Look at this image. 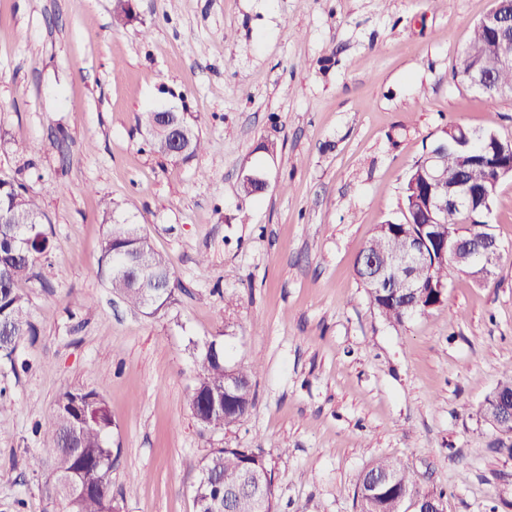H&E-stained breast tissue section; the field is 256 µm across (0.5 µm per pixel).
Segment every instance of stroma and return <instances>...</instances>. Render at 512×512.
Instances as JSON below:
<instances>
[{"instance_id":"stroma-1","label":"stroma","mask_w":512,"mask_h":512,"mask_svg":"<svg viewBox=\"0 0 512 512\" xmlns=\"http://www.w3.org/2000/svg\"><path fill=\"white\" fill-rule=\"evenodd\" d=\"M115 6L0 0V180L25 184L49 237L23 286L39 334L0 357V512H61L57 461L28 462L74 388L112 413L120 512H196L201 461L224 446L262 452L278 512H358L379 457L443 493V512H512V437L481 413L512 365V178L492 205L497 268L454 277L442 306L390 326L354 271L443 128L512 138V100L454 75L492 0H132L120 29ZM161 106L195 120L196 157L152 146ZM250 168L270 182L255 199L239 192ZM107 202L180 283L156 315L110 288ZM212 340L260 366L249 414L222 432L188 405Z\"/></svg>"}]
</instances>
